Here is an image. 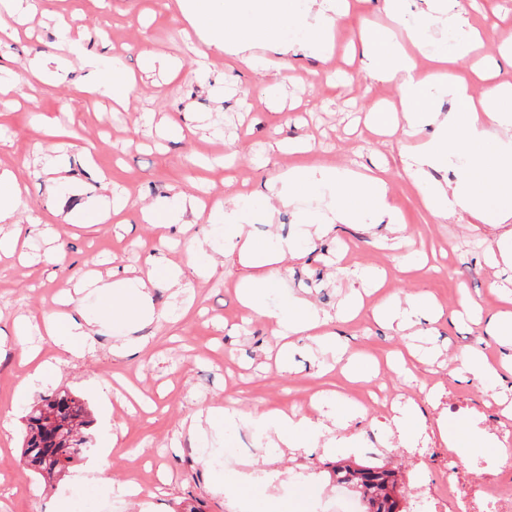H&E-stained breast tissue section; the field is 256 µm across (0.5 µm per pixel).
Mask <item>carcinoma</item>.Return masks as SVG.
Segmentation results:
<instances>
[{"label":"carcinoma","instance_id":"1","mask_svg":"<svg viewBox=\"0 0 512 512\" xmlns=\"http://www.w3.org/2000/svg\"><path fill=\"white\" fill-rule=\"evenodd\" d=\"M90 424V413L80 398L66 391L45 397L28 415L23 463L48 480L61 475L87 443L85 430ZM328 475L363 502L364 512H402L394 471L338 462Z\"/></svg>","mask_w":512,"mask_h":512}]
</instances>
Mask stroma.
<instances>
[{"label": "stroma", "mask_w": 512, "mask_h": 512, "mask_svg": "<svg viewBox=\"0 0 512 512\" xmlns=\"http://www.w3.org/2000/svg\"><path fill=\"white\" fill-rule=\"evenodd\" d=\"M159 2L44 0L41 12L20 26L18 38L0 36V77L10 87L0 94V171L13 172L26 187L18 219L31 228L23 248L0 259V336H13L17 317L56 310L57 293L72 275L96 267L121 277L144 270L157 230L142 222L143 203L181 191L229 199L240 191L262 190L269 176L296 165L334 163L354 170L379 165L409 243L390 249L378 241L385 227L343 224L316 241L306 260L283 261L286 286L328 311L351 293L352 271H386L384 288L365 297L361 314L335 324L349 352L376 359L379 367L375 376L361 381L348 380L337 369L321 374L325 355L301 340L287 367H279L272 324L250 317L240 303L249 270L234 255L225 258L222 271L190 277L182 295L153 293L154 307H168L170 315L139 331L144 350L137 356L112 354L115 337L125 332L119 318L96 335L94 351L79 357H60L48 337L29 330L25 341L40 347L49 367L23 394L19 386L29 366L11 353L0 358V414L13 413L11 430L0 432V512H58L63 501L71 502L72 512H186L190 507L247 512L244 500L210 483L219 458L228 485L244 474L261 478L278 469L280 476L268 492L294 498L298 512H315L307 486L329 491L327 468L340 459L394 469L407 499L419 488L439 492L452 468L476 501H483L498 484V468L453 450L438 422L447 418L452 400L466 405L462 418L468 423L494 406L487 379L459 371L470 351L493 360L499 356L495 340L475 324L470 309L474 302L487 313L502 307L485 253L493 231L465 219L435 222L403 170L401 133L381 136L366 126L380 95L397 97L392 86L364 80L351 53L361 31L387 26L381 0H357L339 20L331 59H293V73L303 82L287 85L296 106L280 112L267 107L258 74L217 66L199 76L181 16ZM59 13L72 17L81 32V53L63 54L51 83L29 80L26 66L37 50L53 42ZM471 17L491 33L486 47L460 67L466 77L495 55L496 44L512 37V0H482ZM104 38L136 77L121 106L108 95L86 92L89 61ZM145 47L175 60L178 74L144 71L140 51ZM301 138L311 145L306 153L268 149L271 143ZM59 155L65 156L67 170L52 184L44 167ZM99 171L107 176L108 188L96 179ZM104 193L127 198L128 204L111 223H90L88 210ZM415 253L428 256V268H408ZM421 290L442 307L440 320L400 332L373 319L380 296L402 299ZM407 348L433 349L437 359L430 366L412 359L401 366L390 363L393 353ZM98 385L111 386L109 403L98 400ZM63 390L87 403L93 423L81 458L48 482L22 464L25 418L41 397ZM367 391L396 400L398 409L419 411L412 438H404L379 408L367 406L344 431L345 447L293 454L273 448L246 425L199 443L182 427L204 402L247 413L285 409L333 417ZM107 413L118 426L108 472L117 484L138 481L141 492L131 504H119L116 494L93 488L85 478L103 446L100 421ZM371 434L378 440L373 451L367 444Z\"/></svg>", "instance_id": "35a3bbf8"}]
</instances>
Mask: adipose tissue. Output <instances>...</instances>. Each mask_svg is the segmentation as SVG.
Here are the masks:
<instances>
[{
	"label": "adipose tissue",
	"mask_w": 512,
	"mask_h": 512,
	"mask_svg": "<svg viewBox=\"0 0 512 512\" xmlns=\"http://www.w3.org/2000/svg\"><path fill=\"white\" fill-rule=\"evenodd\" d=\"M408 0H383L391 25L363 33L360 38V71L370 80L394 85L399 92L393 112L401 114L403 136L416 140V147L401 156V163L438 222L469 215L482 224L500 228L490 245L488 261L493 267L512 270V75L495 72L482 89H474L454 70L457 59L466 57L480 33L472 24L462 0H426V8L409 15ZM186 24L184 36L192 42L202 69H209L222 55L261 72L270 92L285 80L289 57L325 53L334 37L342 0H176ZM426 56L429 70H420L416 58ZM90 90L109 92L114 100L127 97L131 84L117 62L101 53ZM452 110H443L444 101ZM449 172L440 181L436 172ZM261 194H241L231 205L216 201L210 209L199 206L194 196L161 198L146 205L147 223H184L186 215L206 219L216 226L215 239L192 241V249L209 251L205 274L214 273L228 254H237L250 274L240 299L254 318L273 323L279 336L310 341L317 350L331 355L342 373L357 380L375 371L369 358L348 354L344 344L330 332L335 319L355 316L360 305L348 300L337 314L318 310L308 299L289 290H278L279 300L268 295L282 282L285 256L301 257L313 240L332 233L339 224L399 225V215L390 201L386 181L372 171L355 172L335 165L293 167L265 182ZM24 190L12 173H0V223L9 225L0 236V253L12 254L28 229L17 221ZM291 209L300 233L297 238L271 243L256 250L249 225L270 224L280 209ZM168 238L159 235L153 247L150 268L143 275L103 283L100 276L67 280L62 303L73 294L92 291L102 311L121 309L126 320L150 324L166 319L167 311H154L152 291L166 288L180 292L185 271L166 258ZM434 299L420 291L405 300L388 299L373 311L376 321L400 331L421 326L423 319L440 318ZM41 325L61 353L79 356L93 346L95 321L83 312L58 317L42 315ZM359 412L348 405L344 416L328 421L280 410L242 413L238 409L204 406L189 419L187 430L198 437L248 423L273 438L277 447L301 450L320 445L328 435L346 429ZM451 440L462 442L469 456L499 464L506 448L473 433L467 423L440 424Z\"/></svg>",
	"instance_id": "adipose-tissue-1"
}]
</instances>
